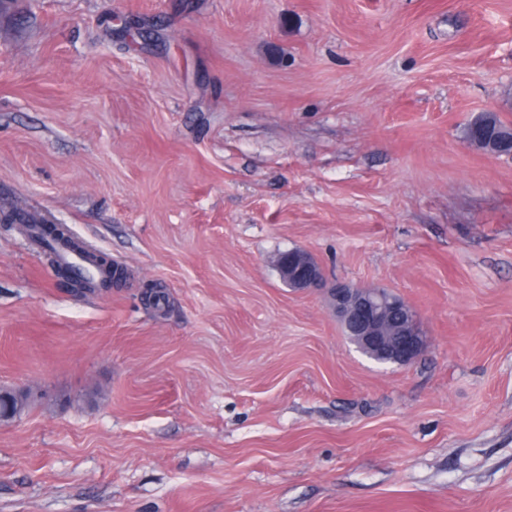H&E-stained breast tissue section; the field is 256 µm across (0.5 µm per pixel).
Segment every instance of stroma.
Returning a JSON list of instances; mask_svg holds the SVG:
<instances>
[{
    "mask_svg": "<svg viewBox=\"0 0 512 512\" xmlns=\"http://www.w3.org/2000/svg\"><path fill=\"white\" fill-rule=\"evenodd\" d=\"M512 0H6L0 211L127 270L74 294L0 225V512H512ZM428 345L376 362L326 291ZM493 111H486L478 120L471 123L470 134L466 137V143L471 147H475L492 154H505L501 150V145L507 142L512 144V130L506 135L499 134L498 131L491 133L492 126L496 124L499 130L507 131L511 125L504 123L497 115L493 123ZM303 251L290 250L278 257L277 268L281 279L291 288L306 290L324 284L323 272ZM336 317L365 352H386L394 364L407 365L427 340L416 311L398 294L383 288H329Z\"/></svg>",
    "mask_w": 512,
    "mask_h": 512,
    "instance_id": "stroma-1",
    "label": "stroma"
}]
</instances>
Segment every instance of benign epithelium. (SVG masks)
Wrapping results in <instances>:
<instances>
[{"label":"benign epithelium","instance_id":"benign-epithelium-1","mask_svg":"<svg viewBox=\"0 0 512 512\" xmlns=\"http://www.w3.org/2000/svg\"><path fill=\"white\" fill-rule=\"evenodd\" d=\"M494 112L483 113L471 123L466 143L492 154H502L501 145L512 143V130L492 131ZM277 268L288 286L299 290L324 284L323 272L303 251L290 250L278 257ZM336 317L348 336L365 352H386L392 362L407 365L425 349L427 340L416 311L398 294L383 288H329ZM15 390L0 391V424L19 418L14 408Z\"/></svg>","mask_w":512,"mask_h":512}]
</instances>
